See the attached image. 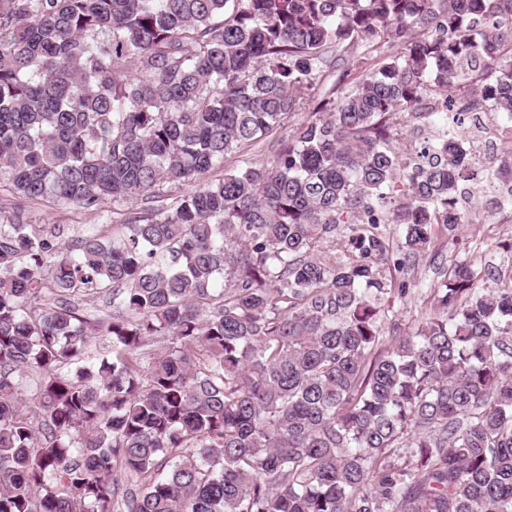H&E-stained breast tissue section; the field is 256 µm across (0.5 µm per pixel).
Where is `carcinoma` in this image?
Listing matches in <instances>:
<instances>
[{
	"label": "carcinoma",
	"mask_w": 512,
	"mask_h": 512,
	"mask_svg": "<svg viewBox=\"0 0 512 512\" xmlns=\"http://www.w3.org/2000/svg\"><path fill=\"white\" fill-rule=\"evenodd\" d=\"M502 21L512 0H0L12 195L140 202L113 238L0 224V512H512V269L448 267L410 331L381 308L388 262L469 223L465 113L404 159L394 131L426 95L512 117ZM360 47L370 75L317 96ZM306 110L269 164L202 182Z\"/></svg>",
	"instance_id": "1"
}]
</instances>
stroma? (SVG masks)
<instances>
[{
    "mask_svg": "<svg viewBox=\"0 0 512 512\" xmlns=\"http://www.w3.org/2000/svg\"><path fill=\"white\" fill-rule=\"evenodd\" d=\"M464 189L470 202L467 209L469 224L439 243L437 250L411 260L404 271L398 272L391 267L385 270L388 279L397 284L406 283L408 287L407 295L394 303L403 327H416L424 320L426 306L423 298L426 291L440 282L441 268L450 260L498 268L504 261L512 260V223L495 206L484 179L472 177ZM123 209V204L109 199L103 200L98 210L92 212L72 205L61 206L49 199L27 205L31 223L64 225L65 236L69 239L80 236L88 224L102 225L105 234H112L111 222Z\"/></svg>",
    "mask_w": 512,
    "mask_h": 512,
    "instance_id": "stroma-1",
    "label": "stroma"
}]
</instances>
